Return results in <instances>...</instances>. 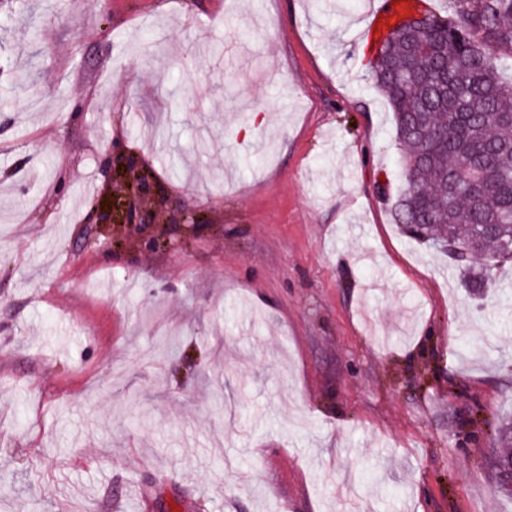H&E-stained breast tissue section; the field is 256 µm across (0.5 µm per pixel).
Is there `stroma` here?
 Returning a JSON list of instances; mask_svg holds the SVG:
<instances>
[{
    "label": "stroma",
    "mask_w": 512,
    "mask_h": 512,
    "mask_svg": "<svg viewBox=\"0 0 512 512\" xmlns=\"http://www.w3.org/2000/svg\"><path fill=\"white\" fill-rule=\"evenodd\" d=\"M366 23L0 0V512H512V310L394 224ZM110 141L185 248L98 223ZM498 437L502 444L503 450L497 456V461L502 458L499 463L498 484L501 487L512 489V422H504L498 429Z\"/></svg>",
    "instance_id": "35a3bbf8"
}]
</instances>
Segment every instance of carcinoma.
Listing matches in <instances>:
<instances>
[{
	"label": "carcinoma",
	"instance_id": "obj_1",
	"mask_svg": "<svg viewBox=\"0 0 512 512\" xmlns=\"http://www.w3.org/2000/svg\"><path fill=\"white\" fill-rule=\"evenodd\" d=\"M457 19L424 11L395 26L377 61L361 44L366 78L394 114L406 187L394 223L432 252L448 256L469 294L485 298L491 274L472 267L512 263V0H455ZM512 454V422L498 429Z\"/></svg>",
	"mask_w": 512,
	"mask_h": 512
}]
</instances>
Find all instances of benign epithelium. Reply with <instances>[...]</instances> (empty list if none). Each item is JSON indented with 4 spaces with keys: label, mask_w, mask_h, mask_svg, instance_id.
Masks as SVG:
<instances>
[{
    "label": "benign epithelium",
    "mask_w": 512,
    "mask_h": 512,
    "mask_svg": "<svg viewBox=\"0 0 512 512\" xmlns=\"http://www.w3.org/2000/svg\"><path fill=\"white\" fill-rule=\"evenodd\" d=\"M112 180L114 183L110 190L111 196L95 205L101 223L131 225L139 230L144 244L170 250L181 248L183 241H173L150 234L149 228L153 224V217L150 210L144 206L145 200H152L159 208H171L176 224H199L195 213L173 207L174 196L156 183L151 168L144 161L128 153L113 159ZM498 467V484L512 489V456L501 459Z\"/></svg>",
    "instance_id": "obj_1"
}]
</instances>
